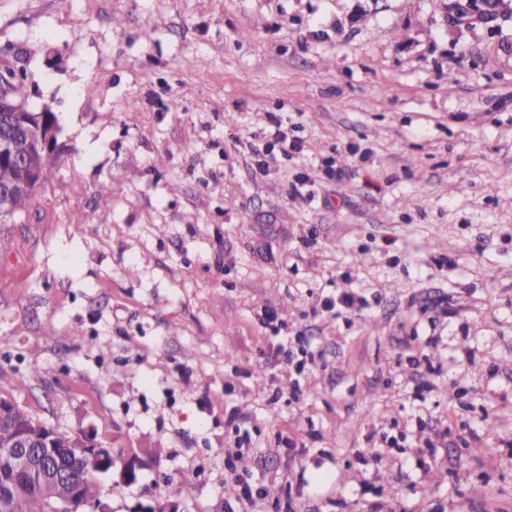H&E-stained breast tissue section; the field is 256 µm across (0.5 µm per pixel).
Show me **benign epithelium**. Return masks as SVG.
Returning a JSON list of instances; mask_svg holds the SVG:
<instances>
[{
	"label": "benign epithelium",
	"mask_w": 512,
	"mask_h": 512,
	"mask_svg": "<svg viewBox=\"0 0 512 512\" xmlns=\"http://www.w3.org/2000/svg\"><path fill=\"white\" fill-rule=\"evenodd\" d=\"M23 77L10 71L0 76V163L22 170L21 179L0 188V193L27 195L43 182L45 159L58 152L61 128L54 113L34 112L22 100ZM14 425L7 440H0V469L17 475L44 474L48 464L49 492L59 504L58 512H68L78 494L67 459L75 448L98 462L101 473L112 471V459L101 454L103 446L95 436L77 434L69 448L56 444V427L31 418L12 400L0 397V422Z\"/></svg>",
	"instance_id": "benign-epithelium-1"
}]
</instances>
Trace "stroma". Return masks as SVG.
Here are the masks:
<instances>
[{
    "label": "stroma",
    "instance_id": "stroma-1",
    "mask_svg": "<svg viewBox=\"0 0 512 512\" xmlns=\"http://www.w3.org/2000/svg\"><path fill=\"white\" fill-rule=\"evenodd\" d=\"M462 2L0 0L62 127L0 397L160 449L105 512H512V0ZM267 119L275 130L272 141L263 144L261 149L257 148L255 144H248V147L253 153L264 158L261 160L260 164L263 170L268 168V162L277 160V152L288 155V147L295 151L300 150V146H298L295 141L288 143V133L283 129V119L280 116H277L275 113H268ZM276 148L277 152H275Z\"/></svg>",
    "mask_w": 512,
    "mask_h": 512
}]
</instances>
